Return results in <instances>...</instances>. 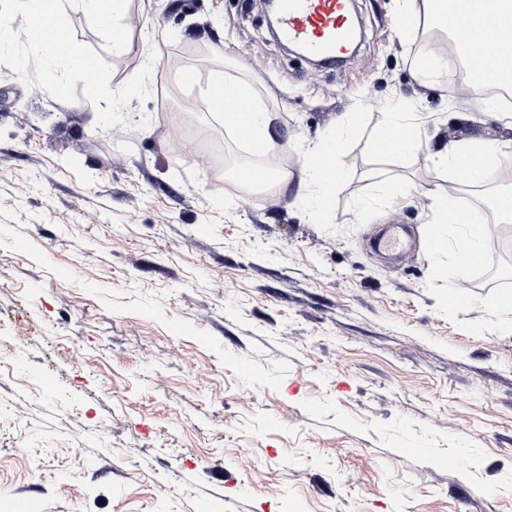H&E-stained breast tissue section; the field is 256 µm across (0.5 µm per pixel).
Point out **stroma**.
<instances>
[{
    "instance_id": "stroma-1",
    "label": "stroma",
    "mask_w": 512,
    "mask_h": 512,
    "mask_svg": "<svg viewBox=\"0 0 512 512\" xmlns=\"http://www.w3.org/2000/svg\"><path fill=\"white\" fill-rule=\"evenodd\" d=\"M404 2L355 0V56L318 68L261 0H128L114 56L70 8L110 89L158 52L108 136L86 99L0 64V512H512V333L486 309L512 256L491 288L434 242L453 180L436 152L512 125L420 79L449 37L402 36ZM215 68L278 117L272 194L232 178L245 149L206 109ZM395 94L426 127L404 157L375 149ZM332 132L346 177L316 220L302 151ZM385 224L411 232L399 260L371 247ZM459 283L472 301L449 306Z\"/></svg>"
}]
</instances>
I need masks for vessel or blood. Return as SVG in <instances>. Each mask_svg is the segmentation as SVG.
Listing matches in <instances>:
<instances>
[{"instance_id": "obj_1", "label": "vessel or blood", "mask_w": 512, "mask_h": 512, "mask_svg": "<svg viewBox=\"0 0 512 512\" xmlns=\"http://www.w3.org/2000/svg\"><path fill=\"white\" fill-rule=\"evenodd\" d=\"M279 34L315 57L336 59L347 51L351 36L348 0H279ZM451 25L461 44L494 40L489 28L476 29L467 14H451Z\"/></svg>"}]
</instances>
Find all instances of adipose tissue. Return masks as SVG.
<instances>
[{
	"label": "adipose tissue",
	"instance_id": "obj_1",
	"mask_svg": "<svg viewBox=\"0 0 512 512\" xmlns=\"http://www.w3.org/2000/svg\"><path fill=\"white\" fill-rule=\"evenodd\" d=\"M450 5L452 9L468 13L475 27L494 26L502 39L498 45L485 43L476 46V64L472 68L470 84L472 92L483 93L487 83L492 81L511 80L512 0H450ZM208 84L230 88L245 105L244 111L224 113L225 128L242 138L249 147L251 157L264 160L273 158L280 149L276 117L259 102L253 85L222 69L209 72ZM389 108V119L378 132L376 144L389 155H407L422 140V124L403 98L392 99ZM345 146L346 141L342 136L328 135L309 147L303 155L310 185L305 203L312 214H319L328 199L325 168L334 165ZM439 158L465 181L477 184L491 165L512 173V139L469 140L452 149L440 151ZM436 207L442 223L456 229L450 248L456 266L466 268L467 250L484 249L486 228L473 223L471 215L461 214L458 200L452 194H439Z\"/></svg>",
	"mask_w": 512,
	"mask_h": 512
}]
</instances>
